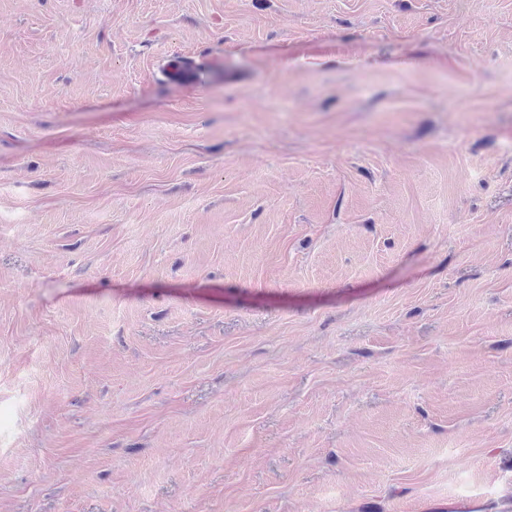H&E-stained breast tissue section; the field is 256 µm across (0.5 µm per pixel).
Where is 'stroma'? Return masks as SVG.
<instances>
[{
	"instance_id": "stroma-1",
	"label": "stroma",
	"mask_w": 512,
	"mask_h": 512,
	"mask_svg": "<svg viewBox=\"0 0 512 512\" xmlns=\"http://www.w3.org/2000/svg\"><path fill=\"white\" fill-rule=\"evenodd\" d=\"M461 499L512 512V0H0V512ZM176 57L179 56H174L173 58ZM171 60L166 64V71L169 76L186 83H201L205 70V66L202 65L204 59L199 60L196 63L185 62L182 60Z\"/></svg>"
}]
</instances>
